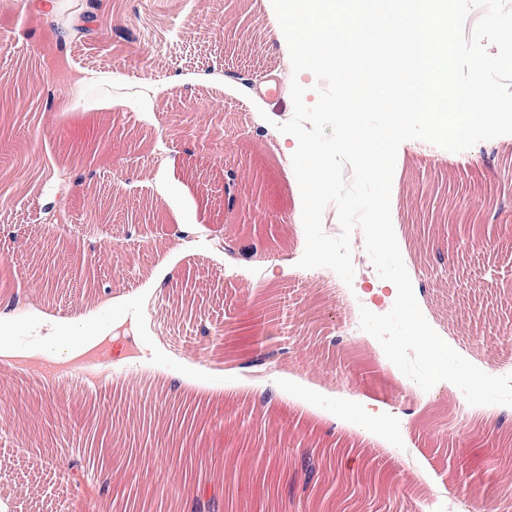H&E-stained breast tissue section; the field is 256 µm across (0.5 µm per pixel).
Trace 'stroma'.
Here are the masks:
<instances>
[{"instance_id": "stroma-1", "label": "stroma", "mask_w": 512, "mask_h": 512, "mask_svg": "<svg viewBox=\"0 0 512 512\" xmlns=\"http://www.w3.org/2000/svg\"><path fill=\"white\" fill-rule=\"evenodd\" d=\"M114 22L136 41L126 52L77 45L69 63L46 57L47 13L0 8V263L20 283L19 308L59 323L60 347L75 343L68 322L102 319L105 332L69 362L98 354L137 365L136 375L94 393L45 389L0 364L10 404L0 439V505L7 512H112L137 495L146 512H187L180 454L203 459L224 479L223 512H418L436 491L470 497L488 512L512 491V408L481 406L448 426L453 389L420 391L390 360L351 342L336 294L369 284L292 277L305 251L302 198L292 154L277 135L291 120L294 73L272 31L271 0H112ZM57 90L80 83L65 112H33L47 78ZM111 120L94 181L65 193L87 232L58 236L46 211L54 180L37 178L44 144L77 142ZM234 180L233 212L224 184ZM391 218L418 305L430 326L485 373L512 368V135L451 152L422 140L397 151ZM233 238L249 256L229 255ZM67 246L69 288L48 297L29 277L36 257ZM283 302L293 355L276 379L247 383L231 368L217 327ZM177 369L195 414L179 426L167 373ZM273 395L264 405L259 393ZM406 407L390 418L393 405ZM94 429L121 467L73 466V449ZM344 449L352 467L325 472L329 495L282 506L267 496L256 463L284 459L289 483L299 456Z\"/></svg>"}]
</instances>
